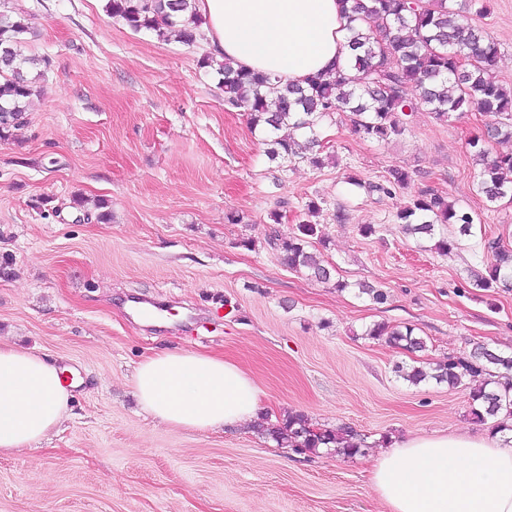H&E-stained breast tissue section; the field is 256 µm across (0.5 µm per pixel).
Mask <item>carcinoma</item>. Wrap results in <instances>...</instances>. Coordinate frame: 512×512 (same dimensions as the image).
Returning <instances> with one entry per match:
<instances>
[{
    "label": "carcinoma",
    "instance_id": "obj_1",
    "mask_svg": "<svg viewBox=\"0 0 512 512\" xmlns=\"http://www.w3.org/2000/svg\"><path fill=\"white\" fill-rule=\"evenodd\" d=\"M106 12L131 30L148 31L160 41L174 37L192 44L201 24L196 0H107ZM348 19L351 56L346 69L331 79L315 75L304 86L274 84L265 75L236 69L211 54L202 56L198 64L220 75L224 105L246 112L251 132L269 142L270 160L306 161L315 168L325 163L318 129L338 112L349 117L356 132L379 142L402 135L409 118L420 109L444 121L478 106L495 121L470 142L473 157L482 166L477 192L490 206L511 199L512 153L491 157L484 147L492 140L512 139V88L499 83L493 73L497 43L450 0H422L415 8L410 0H353ZM30 29L26 16L0 12V113L10 114L9 121L0 122V140L24 123L34 94L28 70L41 59L21 51ZM410 180L408 171L394 168L389 186L381 184L378 190L388 194L390 187L403 188ZM318 211L315 203L307 204L309 219L301 221L291 236L270 238L269 245L288 267L328 282L330 270L308 251L318 236L317 224L311 221ZM397 219L405 233L434 242L439 252L453 249L456 241L436 237L437 226L456 224L459 235L469 236L474 224L471 213L430 191L411 196ZM482 251L487 258L485 272L476 275L473 286L484 291L512 287V250L498 239H487ZM367 335L384 337L411 352L426 347L409 326L390 329L376 324ZM397 372L412 385L430 378L450 388L462 385L469 375L484 373L487 380L471 392L472 415L480 422L494 419L500 428L512 420V356L479 345L469 358L450 357L430 372L415 366H399ZM269 433L300 451L332 448L347 457L364 453L363 441L352 427L314 429L301 414L288 416Z\"/></svg>",
    "mask_w": 512,
    "mask_h": 512
}]
</instances>
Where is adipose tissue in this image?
Returning a JSON list of instances; mask_svg holds the SVG:
<instances>
[{
    "label": "adipose tissue",
    "instance_id": "ef3b65f1",
    "mask_svg": "<svg viewBox=\"0 0 512 512\" xmlns=\"http://www.w3.org/2000/svg\"><path fill=\"white\" fill-rule=\"evenodd\" d=\"M347 0H198L207 48L273 79L303 80L347 57ZM160 422L208 431L261 417V391L237 364L190 350L146 356L132 380ZM63 368L0 345V455L38 444L70 410ZM389 512H512V447L496 435L391 438L370 470Z\"/></svg>",
    "mask_w": 512,
    "mask_h": 512
}]
</instances>
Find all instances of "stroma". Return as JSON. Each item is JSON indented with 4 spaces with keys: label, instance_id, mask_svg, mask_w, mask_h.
Listing matches in <instances>:
<instances>
[{
    "label": "stroma",
    "instance_id": "stroma-1",
    "mask_svg": "<svg viewBox=\"0 0 512 512\" xmlns=\"http://www.w3.org/2000/svg\"><path fill=\"white\" fill-rule=\"evenodd\" d=\"M30 19L35 87L25 123L0 141V343L73 372L69 417L40 443L0 456V512H389L369 471L390 436L490 431L471 415L478 379L414 386L395 364L432 367L479 345L512 353V291L472 285L479 237L512 247V203L487 209L469 142L490 115L445 122L415 112L377 142L345 114L321 130L322 168L271 161L244 112L227 110L202 42L160 41L108 15L105 0H0ZM512 87V0H471ZM409 187L378 192L390 169ZM358 186L346 184V177ZM420 190L477 219L448 254L396 217ZM111 213L96 221L97 201ZM320 207L321 283L285 266L268 240ZM374 228L361 232L362 225ZM382 289L378 304L360 283ZM158 301L162 320L136 319ZM408 325L411 353L366 336ZM223 356L262 390L263 419L304 415L367 442L347 458L278 445L252 425L197 431L136 401L138 363L164 349Z\"/></svg>",
    "mask_w": 512,
    "mask_h": 512
}]
</instances>
